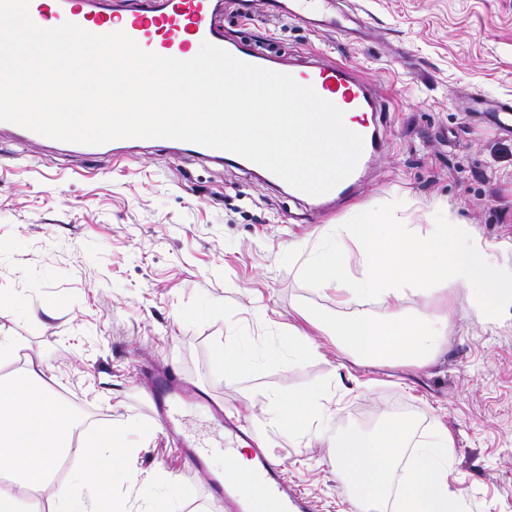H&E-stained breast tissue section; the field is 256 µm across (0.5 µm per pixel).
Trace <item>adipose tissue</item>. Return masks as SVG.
Returning a JSON list of instances; mask_svg holds the SVG:
<instances>
[{"instance_id":"ef3b65f1","label":"adipose tissue","mask_w":512,"mask_h":512,"mask_svg":"<svg viewBox=\"0 0 512 512\" xmlns=\"http://www.w3.org/2000/svg\"><path fill=\"white\" fill-rule=\"evenodd\" d=\"M296 251L318 276L328 277L346 316L323 322L306 316V328L289 326L284 349L269 350L265 361L301 363L318 357L317 328L336 347L362 364L422 367L436 355L448 329L450 310L443 291L466 288L469 298L493 312L512 297V273L498 271L460 225L433 212L425 230L391 224L379 206L360 207L352 223L331 225L313 244ZM425 300L418 315L403 302L408 289ZM384 310L371 312L370 302ZM126 427L78 429L70 413L47 395L35 379L0 383V512H35L33 493L48 494L56 512H114L112 481L129 471L137 451ZM73 458L75 482L59 486L53 472L60 459Z\"/></svg>"}]
</instances>
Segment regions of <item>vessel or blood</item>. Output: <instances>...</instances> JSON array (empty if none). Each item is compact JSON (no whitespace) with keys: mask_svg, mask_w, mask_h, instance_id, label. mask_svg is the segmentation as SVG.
Wrapping results in <instances>:
<instances>
[{"mask_svg":"<svg viewBox=\"0 0 512 512\" xmlns=\"http://www.w3.org/2000/svg\"><path fill=\"white\" fill-rule=\"evenodd\" d=\"M215 0H143L140 6L128 9L124 22H116L109 0H30L29 15L39 27L49 20L70 22L86 31L104 35L124 32L139 46L155 47L158 55L188 51L192 45L210 42L247 63L292 75L303 85L313 86L327 101L342 97L352 111L382 113L388 106L376 89L348 65L325 54L307 61H291L260 52L253 42H229L216 19ZM267 17L292 20L308 26L335 28L337 33L350 34L361 28L359 14H342L335 0H266ZM474 109L493 113L496 120L512 128V97H496L474 93ZM160 420L175 432L176 418L168 402L179 396L186 402L211 405L203 391L191 386L176 374H168L156 384ZM256 463L251 473L234 476L210 475L208 491L212 499L227 504L232 512H246L247 485L259 483L264 493L277 502L281 512H307L304 499L288 484L278 463L256 451Z\"/></svg>","mask_w":512,"mask_h":512,"instance_id":"vessel-or-blood-1","label":"vessel or blood"}]
</instances>
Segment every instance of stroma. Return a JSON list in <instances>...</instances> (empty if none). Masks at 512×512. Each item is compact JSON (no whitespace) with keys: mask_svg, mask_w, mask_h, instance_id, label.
<instances>
[{"mask_svg":"<svg viewBox=\"0 0 512 512\" xmlns=\"http://www.w3.org/2000/svg\"><path fill=\"white\" fill-rule=\"evenodd\" d=\"M367 26L332 29L243 19L223 7L224 33L290 58L328 54L356 69L387 99L384 146L356 193L328 208L294 197L247 168L215 164L145 142L121 159H96L0 131V380L36 378L84 425L134 423V480L114 482L125 512H154L140 480L170 477L178 512H225L207 476L185 465L157 418L151 381L172 368L229 415L262 435L312 512H353L348 489L320 443L301 447L265 427L266 390L325 378L333 424L368 429L411 414L422 435L444 424L465 512H512V302L485 316L466 289H449L446 341L427 366H364L324 344L303 363L258 360L238 378L214 363L225 344L278 346L306 311H338L329 286H314L292 242H314L378 204L391 224H425L450 213L472 241L512 270V134L486 115L460 111L475 91L512 96V0H360ZM178 428L211 448L224 468L236 442L212 414L178 406Z\"/></svg>","mask_w":512,"mask_h":512,"instance_id":"1","label":"stroma"}]
</instances>
